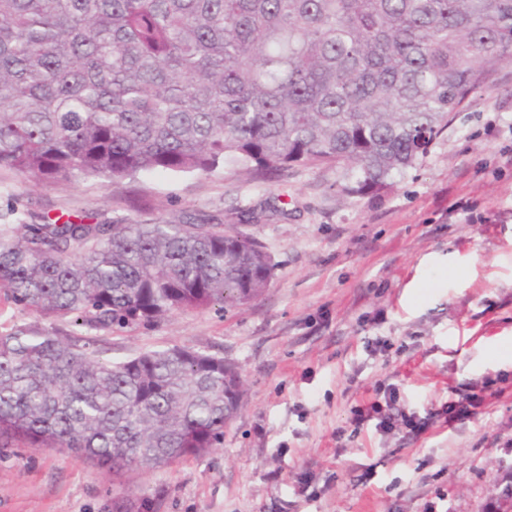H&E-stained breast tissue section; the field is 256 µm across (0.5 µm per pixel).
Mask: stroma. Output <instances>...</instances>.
<instances>
[{
	"mask_svg": "<svg viewBox=\"0 0 512 512\" xmlns=\"http://www.w3.org/2000/svg\"><path fill=\"white\" fill-rule=\"evenodd\" d=\"M512 66L450 116L426 157L363 196L333 164L269 180L232 166L149 171L133 180L41 186L0 169V230L59 217L112 224H220L255 237L274 274L254 302L177 312L103 332L115 362L174 346L223 357L244 405L219 448L125 482L165 493L162 512H483L512 450ZM498 213L460 224L448 208ZM392 343L367 355V340ZM497 379L468 421L420 439L353 430V407L394 384L407 406L440 408L456 387ZM352 431L337 447V429ZM311 471L316 497L297 495ZM111 476L74 455L29 448L0 458V512H102Z\"/></svg>",
	"mask_w": 512,
	"mask_h": 512,
	"instance_id": "1",
	"label": "stroma"
}]
</instances>
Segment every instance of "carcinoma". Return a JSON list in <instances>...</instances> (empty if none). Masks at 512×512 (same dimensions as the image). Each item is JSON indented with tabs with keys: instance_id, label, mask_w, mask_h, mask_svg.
I'll return each mask as SVG.
<instances>
[{
	"instance_id": "obj_1",
	"label": "carcinoma",
	"mask_w": 512,
	"mask_h": 512,
	"mask_svg": "<svg viewBox=\"0 0 512 512\" xmlns=\"http://www.w3.org/2000/svg\"><path fill=\"white\" fill-rule=\"evenodd\" d=\"M512 65V0H0V169L42 185L143 171L345 166L348 195L416 165ZM274 264L219 224L0 232V448H57L122 478L224 443L243 402L224 358L100 357L49 319L114 331L240 307ZM123 491L103 512H161ZM34 320V317L27 310L13 304L4 303L0 297V332L9 331Z\"/></svg>"
}]
</instances>
